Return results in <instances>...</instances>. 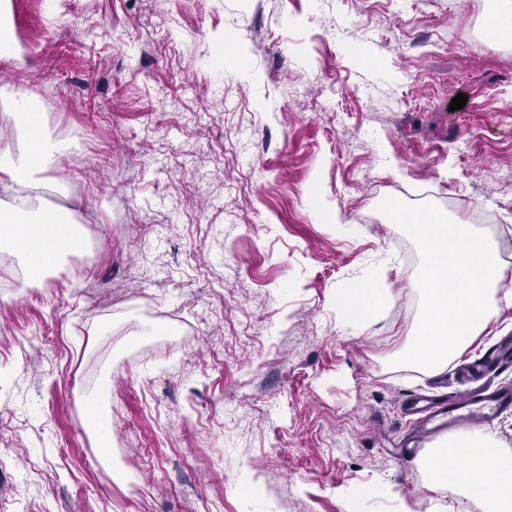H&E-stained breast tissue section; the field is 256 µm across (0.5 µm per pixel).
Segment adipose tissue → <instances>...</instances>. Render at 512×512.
Segmentation results:
<instances>
[{
	"mask_svg": "<svg viewBox=\"0 0 512 512\" xmlns=\"http://www.w3.org/2000/svg\"><path fill=\"white\" fill-rule=\"evenodd\" d=\"M0 124L22 137L18 149H0V243L22 246L29 279H39L78 244V225L39 204L35 194L48 187V172L63 145L51 136L30 96L0 99ZM405 228L420 254L421 322L393 354L396 364L427 377L442 374L488 334L501 301L512 299L495 240L473 225L439 213L408 216ZM352 332L368 327L396 296L360 283L337 289L334 298ZM423 485L447 492L450 501L476 502L481 512H512V451L494 435L475 430L445 439L419 460Z\"/></svg>",
	"mask_w": 512,
	"mask_h": 512,
	"instance_id": "1",
	"label": "adipose tissue"
}]
</instances>
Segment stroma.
<instances>
[{
	"instance_id": "obj_1",
	"label": "stroma",
	"mask_w": 512,
	"mask_h": 512,
	"mask_svg": "<svg viewBox=\"0 0 512 512\" xmlns=\"http://www.w3.org/2000/svg\"><path fill=\"white\" fill-rule=\"evenodd\" d=\"M76 142L90 241L41 285L0 250V512H430L388 357L418 317L404 209L512 229V45L481 0H10ZM468 101L450 110L457 94ZM340 211L345 226L327 223ZM400 300L353 335L337 287Z\"/></svg>"
}]
</instances>
